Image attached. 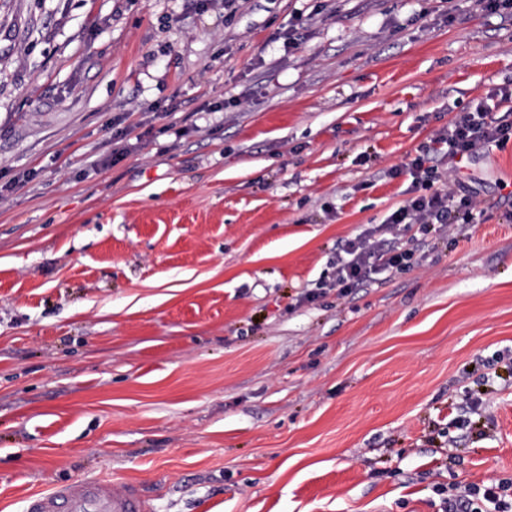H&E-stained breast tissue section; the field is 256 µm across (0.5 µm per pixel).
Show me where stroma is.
<instances>
[{
    "instance_id": "stroma-1",
    "label": "stroma",
    "mask_w": 512,
    "mask_h": 512,
    "mask_svg": "<svg viewBox=\"0 0 512 512\" xmlns=\"http://www.w3.org/2000/svg\"><path fill=\"white\" fill-rule=\"evenodd\" d=\"M505 86L476 0H0V512L77 479L439 512L512 478V145L458 176L489 218L305 299L391 167L462 107L512 121Z\"/></svg>"
}]
</instances>
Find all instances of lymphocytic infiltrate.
<instances>
[{
    "mask_svg": "<svg viewBox=\"0 0 512 512\" xmlns=\"http://www.w3.org/2000/svg\"><path fill=\"white\" fill-rule=\"evenodd\" d=\"M511 143L512 123L495 117L484 103L456 112L448 125L433 133L429 146L404 166L389 169V177L409 176L406 198L382 223L344 241L329 288L345 295L380 272L410 268L415 255L423 251L419 244L404 246L412 231L444 237L455 225L472 223L475 206L469 197L457 194L451 178L466 162ZM442 512H512V484L450 487L442 499Z\"/></svg>",
    "mask_w": 512,
    "mask_h": 512,
    "instance_id": "lymphocytic-infiltrate-1",
    "label": "lymphocytic infiltrate"
}]
</instances>
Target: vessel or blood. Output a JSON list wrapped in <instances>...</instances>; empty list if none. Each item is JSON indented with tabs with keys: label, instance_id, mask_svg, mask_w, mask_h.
Masks as SVG:
<instances>
[{
	"label": "vessel or blood",
	"instance_id": "vessel-or-blood-1",
	"mask_svg": "<svg viewBox=\"0 0 512 512\" xmlns=\"http://www.w3.org/2000/svg\"><path fill=\"white\" fill-rule=\"evenodd\" d=\"M136 487L108 480H78L31 495L24 512H145Z\"/></svg>",
	"mask_w": 512,
	"mask_h": 512
}]
</instances>
